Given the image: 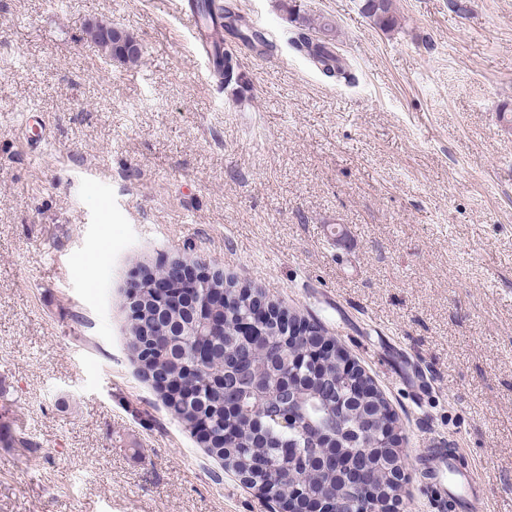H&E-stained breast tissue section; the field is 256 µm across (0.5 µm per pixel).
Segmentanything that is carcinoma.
<instances>
[{"label": "carcinoma", "instance_id": "cac0c4a2", "mask_svg": "<svg viewBox=\"0 0 512 512\" xmlns=\"http://www.w3.org/2000/svg\"><path fill=\"white\" fill-rule=\"evenodd\" d=\"M363 14L382 31L397 25L393 0H364ZM90 34L97 44L112 52V56L125 62L135 63L140 48L129 35L106 25H95ZM296 44L323 66L325 75L346 74L340 55L331 50L328 43L311 36L310 30L298 33ZM215 60L224 86L243 81L239 64L226 56L221 44L215 45ZM144 308L139 322L132 324V335L143 331L152 334L154 341L150 358L143 368L158 374L171 385L164 393L167 407L186 430H191L200 421L208 423L210 440L208 451L220 459L229 454V459L238 471H248L256 482L268 486L278 497L288 496L293 489L292 466L284 463V449L293 455L305 453L312 457L321 453L336 455L332 444L356 429V421L349 413L350 407L342 398L349 395V386L339 376L340 359L326 360L321 367L310 372L296 358L274 356V366L266 373L269 390L276 391L280 376L293 374L299 379V387L293 391L294 409L305 421V432L296 428H285L278 419L258 411L251 421L245 420L236 409V404L250 397L253 383L251 354L258 336L241 335L240 322L250 309V296L231 288L224 297L225 334L215 336L210 343L212 359L200 362L196 356L194 337L173 336L174 328L187 323L190 313L181 310H165L156 307L154 289L141 290ZM233 368V373L220 382L215 370L223 365ZM347 473L330 467L313 468L308 484V493L315 497H344Z\"/></svg>", "mask_w": 512, "mask_h": 512}]
</instances>
